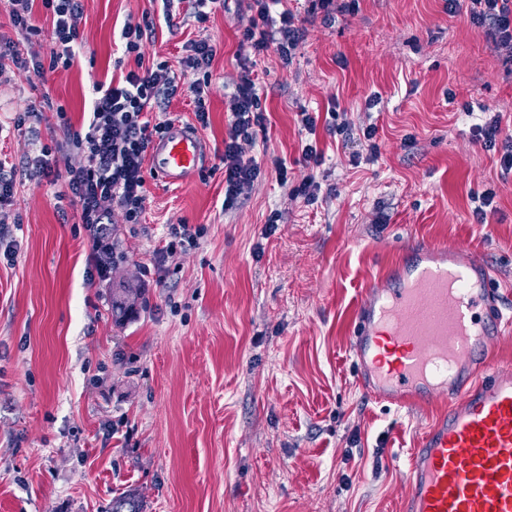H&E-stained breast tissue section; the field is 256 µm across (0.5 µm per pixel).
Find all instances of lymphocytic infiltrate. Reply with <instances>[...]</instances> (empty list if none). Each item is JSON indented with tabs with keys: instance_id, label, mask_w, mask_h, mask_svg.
<instances>
[{
	"instance_id": "f902f5d3",
	"label": "lymphocytic infiltrate",
	"mask_w": 512,
	"mask_h": 512,
	"mask_svg": "<svg viewBox=\"0 0 512 512\" xmlns=\"http://www.w3.org/2000/svg\"><path fill=\"white\" fill-rule=\"evenodd\" d=\"M9 16L20 39L47 38L45 57L33 58L31 71L38 79L47 73L67 69L79 58V27L83 18L81 0H7ZM41 3L51 20L50 27L38 24L34 3ZM255 18L242 33L256 54L275 50L283 63H291L303 41L305 30L297 15L284 8L282 0H251ZM450 12L466 11L470 21L481 27L495 51L512 61V0H448ZM152 21L124 25V52L138 66L119 77L96 84L95 97L80 129L69 130V140L84 156L82 166L66 173L55 171L46 155L32 164L49 183L64 182L70 201L79 209V221L89 233L93 270L99 280H108L117 263L116 230L111 222L113 207H120L130 224L141 223L147 207L145 165L151 142L166 132L168 122L154 118L180 93L194 104L201 127L210 124L211 67L216 49L204 40L188 41L184 59L185 78L177 80L164 61L143 65V43L152 37ZM231 120L224 137V206L232 208L248 197L261 175L260 164L243 154L267 126V110L256 78L243 69L228 97Z\"/></svg>"
}]
</instances>
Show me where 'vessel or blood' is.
I'll return each mask as SVG.
<instances>
[{"label":"vessel or blood","instance_id":"obj_1","mask_svg":"<svg viewBox=\"0 0 512 512\" xmlns=\"http://www.w3.org/2000/svg\"><path fill=\"white\" fill-rule=\"evenodd\" d=\"M207 142L172 123L149 151L153 176L191 182ZM391 288L365 286L351 323L358 380L372 398L448 407L413 448L403 512H512V367L494 356V340L512 334L503 292L480 259L424 245L396 269Z\"/></svg>","mask_w":512,"mask_h":512}]
</instances>
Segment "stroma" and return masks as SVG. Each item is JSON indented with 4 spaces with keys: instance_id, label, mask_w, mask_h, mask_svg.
<instances>
[{
    "instance_id": "stroma-1",
    "label": "stroma",
    "mask_w": 512,
    "mask_h": 512,
    "mask_svg": "<svg viewBox=\"0 0 512 512\" xmlns=\"http://www.w3.org/2000/svg\"><path fill=\"white\" fill-rule=\"evenodd\" d=\"M82 5L72 67L42 80L10 63L0 70V156L21 169L47 147L59 171L81 165L63 122L79 124L94 85L134 68L120 31L150 16L144 56L175 74L187 40L217 49L202 132L212 158L176 189L147 178L137 227L113 209L122 257L105 282L88 279L75 207L46 179L17 182L0 213L17 243L14 258H0V512H112L130 489L144 512H402L411 450L443 404L367 396L349 323L364 285L443 241L493 268L512 315V177L463 113L489 109L512 135V64L448 0H358L327 20L288 0L307 32L287 65L243 42L248 0H224L203 24L188 0L169 25L161 0ZM246 67L268 111L245 148L262 174L228 210L224 95ZM334 100L353 140L318 128L324 162L312 171L298 162L306 134L296 114ZM32 110L37 118L16 129ZM369 125L374 155L358 139ZM274 156L287 159L289 185ZM311 174L321 189L308 205L291 187ZM486 188L496 197L478 224L472 195ZM274 212L280 224L263 236ZM171 224L205 234L163 257ZM120 285L135 291L136 313L119 325Z\"/></svg>"
}]
</instances>
